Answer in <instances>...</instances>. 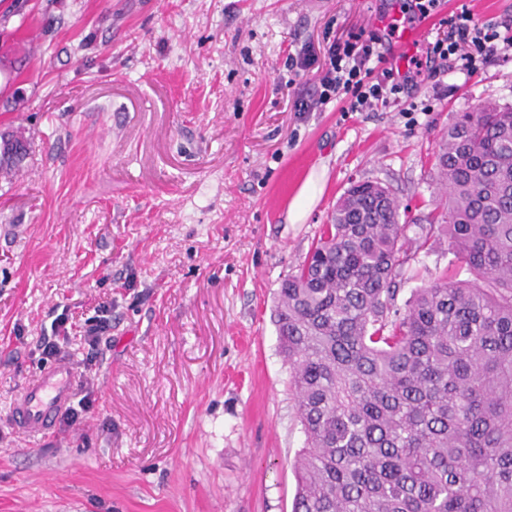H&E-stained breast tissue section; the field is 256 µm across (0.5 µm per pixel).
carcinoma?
Listing matches in <instances>:
<instances>
[{
	"label": "carcinoma",
	"instance_id": "carcinoma-1",
	"mask_svg": "<svg viewBox=\"0 0 512 512\" xmlns=\"http://www.w3.org/2000/svg\"><path fill=\"white\" fill-rule=\"evenodd\" d=\"M433 168L443 223L420 247L444 232L452 259L405 311L408 224L377 183L344 192L281 282L294 512H512V106L458 113Z\"/></svg>",
	"mask_w": 512,
	"mask_h": 512
}]
</instances>
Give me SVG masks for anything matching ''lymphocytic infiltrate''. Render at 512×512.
<instances>
[{
  "mask_svg": "<svg viewBox=\"0 0 512 512\" xmlns=\"http://www.w3.org/2000/svg\"><path fill=\"white\" fill-rule=\"evenodd\" d=\"M441 0H410L415 18H434L433 37L426 41L405 66L389 62L383 46L392 31H360L345 40L327 43L326 64L318 76L316 95L297 96L298 112H315L336 101L345 112H374L389 106L416 111L410 92L421 79H435L457 69L477 71L512 49V33L500 23L475 22L471 8L459 4L441 13Z\"/></svg>",
  "mask_w": 512,
  "mask_h": 512,
  "instance_id": "1",
  "label": "lymphocytic infiltrate"
}]
</instances>
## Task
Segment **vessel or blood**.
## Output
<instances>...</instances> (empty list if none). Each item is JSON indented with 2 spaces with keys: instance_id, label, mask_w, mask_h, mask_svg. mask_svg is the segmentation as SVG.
I'll use <instances>...</instances> for the list:
<instances>
[{
  "instance_id": "obj_1",
  "label": "vessel or blood",
  "mask_w": 512,
  "mask_h": 512,
  "mask_svg": "<svg viewBox=\"0 0 512 512\" xmlns=\"http://www.w3.org/2000/svg\"><path fill=\"white\" fill-rule=\"evenodd\" d=\"M75 381L74 368L66 360L44 371L24 388L11 424L29 436L49 434L71 399Z\"/></svg>"
}]
</instances>
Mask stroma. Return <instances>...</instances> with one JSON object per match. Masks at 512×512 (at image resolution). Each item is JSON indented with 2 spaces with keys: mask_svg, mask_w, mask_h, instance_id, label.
I'll return each mask as SVG.
<instances>
[{
  "mask_svg": "<svg viewBox=\"0 0 512 512\" xmlns=\"http://www.w3.org/2000/svg\"><path fill=\"white\" fill-rule=\"evenodd\" d=\"M392 0H0V130L29 155L0 178V512H292L305 435L273 322L351 182L434 215L431 157L457 113L512 105V53L430 83L415 112H296L332 39L392 23ZM309 48L314 67L288 57ZM324 187L304 223L288 205ZM418 250L397 296L448 267ZM108 303L98 353L84 321ZM64 352L92 391L39 440L6 416ZM319 178L310 176L288 207V222L300 224L304 221L319 191Z\"/></svg>",
  "mask_w": 512,
  "mask_h": 512,
  "instance_id": "35a3bbf8",
  "label": "stroma"
}]
</instances>
